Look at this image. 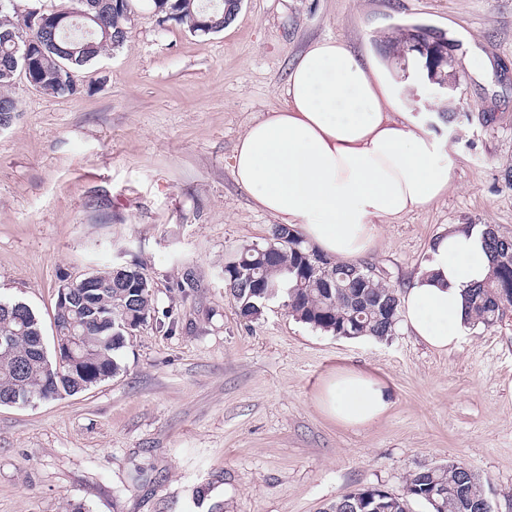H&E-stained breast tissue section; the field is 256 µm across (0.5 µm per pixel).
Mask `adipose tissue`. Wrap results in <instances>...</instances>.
Returning <instances> with one entry per match:
<instances>
[{"instance_id": "ef3b65f1", "label": "adipose tissue", "mask_w": 512, "mask_h": 512, "mask_svg": "<svg viewBox=\"0 0 512 512\" xmlns=\"http://www.w3.org/2000/svg\"><path fill=\"white\" fill-rule=\"evenodd\" d=\"M281 94L284 106L251 121L239 138L233 177L258 209L327 256H365L384 225L447 192L446 141L409 112L374 61L359 60L342 40L312 43ZM490 273L484 228L441 231L400 296L402 325L428 347L448 350L467 328L468 290ZM317 404L352 428L378 421L391 398L378 378L344 368L324 382Z\"/></svg>"}]
</instances>
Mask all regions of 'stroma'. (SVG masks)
<instances>
[{
  "mask_svg": "<svg viewBox=\"0 0 512 512\" xmlns=\"http://www.w3.org/2000/svg\"><path fill=\"white\" fill-rule=\"evenodd\" d=\"M455 43L462 137L442 197L384 225L366 256L395 289L432 238L484 224L512 234V0H242L223 31L159 24L136 0L125 44L52 97L17 76L0 131V301L26 303L53 348L57 290L115 264L142 265L154 317L119 374L74 396L0 405V512H324L364 486L405 491L417 468L464 462L493 512H512V308L436 352L403 328L388 340L313 329L280 302L240 317L224 260L271 238L232 175L248 123L281 107L295 59L319 38L374 56L395 28ZM489 66L470 69L474 53ZM384 381L392 405L351 429L315 398L341 367Z\"/></svg>",
  "mask_w": 512,
  "mask_h": 512,
  "instance_id": "obj_1",
  "label": "stroma"
}]
</instances>
